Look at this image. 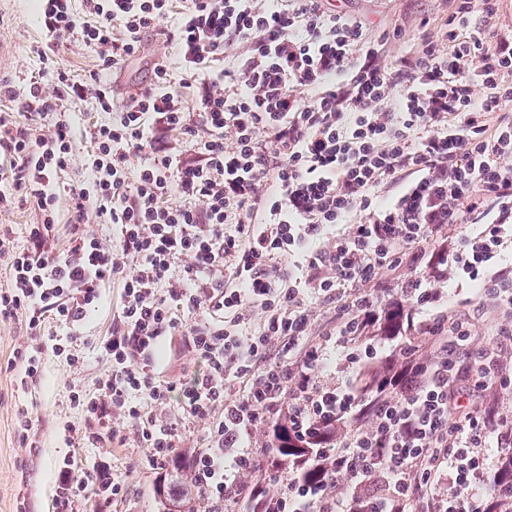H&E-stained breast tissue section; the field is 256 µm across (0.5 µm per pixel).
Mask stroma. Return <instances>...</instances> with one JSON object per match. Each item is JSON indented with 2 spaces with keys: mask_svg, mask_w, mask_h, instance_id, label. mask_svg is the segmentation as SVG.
<instances>
[{
  "mask_svg": "<svg viewBox=\"0 0 512 512\" xmlns=\"http://www.w3.org/2000/svg\"><path fill=\"white\" fill-rule=\"evenodd\" d=\"M324 8L366 23L371 38L386 36L384 51L392 58L410 49L417 37V25L424 17H442L449 10V0H326ZM48 37L41 21L39 0H0V79L10 81L18 93H26L31 79L43 84L53 81V72L44 68L37 54ZM175 63L172 46L150 37L145 41L142 57L124 66L111 76L114 89H130L148 83L154 61ZM67 109L81 140L72 164L59 179L58 224L60 239H67L71 221L68 196L70 186L89 181L92 162L88 143L82 137L94 123L107 121V114L98 112L91 99H74ZM114 292L105 289L101 304L92 314L74 346L82 358L78 364H67L48 349L50 337L62 336L65 329L54 320H47L40 332L44 342L40 377L28 389H20L15 375L5 364L28 332L23 318L0 320V512H15L19 498H26L29 512H55L53 501L56 463L70 451L62 430L70 424L82 429L84 415L70 399L72 391L95 392L99 378L109 364L97 349L100 337L112 330ZM451 313L471 321L474 334L468 345L481 348L503 318L494 301L482 298L474 282L463 281L462 289L449 306ZM27 407L36 421L41 446L37 451L20 447L15 434V412ZM115 461L125 476L126 494L110 512H155L153 484L159 475L147 449L128 439L125 447L115 449Z\"/></svg>",
  "mask_w": 512,
  "mask_h": 512,
  "instance_id": "obj_1",
  "label": "stroma"
}]
</instances>
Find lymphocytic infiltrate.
I'll return each instance as SVG.
<instances>
[{
  "mask_svg": "<svg viewBox=\"0 0 512 512\" xmlns=\"http://www.w3.org/2000/svg\"><path fill=\"white\" fill-rule=\"evenodd\" d=\"M451 2L392 61L362 21L320 0H83L80 11L41 0L53 44L96 47L97 70L74 79L45 52L51 86L32 81L21 99L0 80V102L16 106L0 113V209L20 198L40 213L26 246L0 238V318L25 316L33 332L49 318L65 325L53 350L75 364L73 336L116 286L99 341L110 368L71 400L116 447L132 427L163 467L182 446L180 420L202 424L206 512H485L486 500L512 498L511 485L485 480V450L511 421L458 398L464 382L512 393L498 361L512 346V35L491 23L502 0ZM150 33L175 45L180 75L157 61L115 106L107 75ZM87 97L111 119L89 131L95 178L70 190L62 245L56 176L74 150L63 104ZM90 214L111 225V243L85 227ZM460 224L473 230L449 248ZM405 264L429 274L382 285ZM452 274L482 279L506 313L483 350L448 313L440 284ZM389 296L420 316L423 335L401 344L395 366L386 341L362 338ZM323 303L335 327L318 338ZM175 341L196 360L177 385L157 359ZM332 349L340 362L327 374ZM368 358L390 364L371 394L359 384ZM172 405L179 418L164 416ZM283 417L321 456L312 480L297 476L311 458L284 468L252 444ZM124 494L105 459L57 462V512H109Z\"/></svg>",
  "mask_w": 512,
  "mask_h": 512,
  "instance_id": "obj_1",
  "label": "lymphocytic infiltrate"
}]
</instances>
